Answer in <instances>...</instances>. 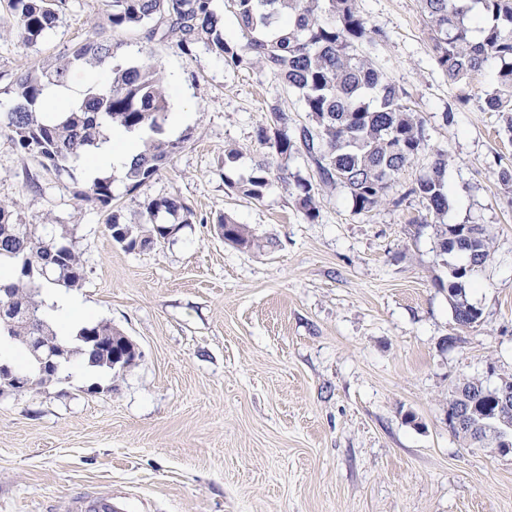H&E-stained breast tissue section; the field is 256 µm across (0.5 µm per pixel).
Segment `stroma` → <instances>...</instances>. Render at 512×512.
Segmentation results:
<instances>
[{
	"label": "stroma",
	"mask_w": 512,
	"mask_h": 512,
	"mask_svg": "<svg viewBox=\"0 0 512 512\" xmlns=\"http://www.w3.org/2000/svg\"><path fill=\"white\" fill-rule=\"evenodd\" d=\"M383 42L363 45L401 88L426 140L386 200L356 212L347 189L320 183L294 155L262 200L238 178L264 148L259 125L279 106L306 124L298 94L266 71L233 72L177 35L121 34L119 59L147 49L193 114L188 140L149 183L114 182L112 207L81 205L82 171L46 170L0 131V200L72 245L84 263L77 293L91 321L139 347L119 377L61 369L51 385L0 394V512H58L62 500L111 495L125 512H512V455L472 448L448 426L457 382L512 379V131L481 96L498 63L450 81L436 62L420 0H357ZM49 35L30 45L0 0V113L34 60L108 33L103 0H63ZM241 155L225 166L224 153ZM448 166V224H481L491 257L465 283L482 318L460 327L436 254L435 222L410 192L436 154ZM312 185L319 216L295 205ZM178 196L189 224L154 247L126 251L113 213L140 220L144 198ZM231 214L265 241L246 251L217 231ZM456 337L445 349L443 338Z\"/></svg>",
	"instance_id": "stroma-1"
}]
</instances>
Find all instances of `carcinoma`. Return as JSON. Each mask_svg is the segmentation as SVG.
Masks as SVG:
<instances>
[{
	"mask_svg": "<svg viewBox=\"0 0 512 512\" xmlns=\"http://www.w3.org/2000/svg\"><path fill=\"white\" fill-rule=\"evenodd\" d=\"M433 33L439 67L453 81L467 80L496 59L501 62L497 87L486 95L488 110L500 114L512 131V0H420ZM10 18L23 41L34 45L53 30L58 20L57 0H8ZM241 28L242 41L224 38L215 0H106V15L112 32L146 30V38L178 36L177 48L192 54L201 44L224 58L232 70L258 65L284 87L299 94L309 124L293 130L288 116L271 107V123L258 129L259 142L268 149L235 181H227L232 191L260 200L282 170L281 162L304 153L315 166L324 185H341L351 196L358 212L380 206L399 172L415 157L425 141L422 121L404 100V94L390 82L383 70L360 47L385 38L368 28L357 8V0H230ZM123 43L87 38L72 46L55 65L30 63L6 89L15 101L13 109L0 118V129L9 132L20 150L37 156L43 167L66 170L83 164L109 131L147 130L150 138L131 168L123 174L130 191L150 182L178 153L187 140L171 139L165 124L170 96L163 71L143 54L125 65L111 66L108 82H92L74 105L44 99L50 86H63L74 65H101L116 56ZM447 159L437 154L428 171L409 190L426 203L434 218L448 211L445 190ZM84 204L108 207L115 200L110 177H97L77 192ZM295 204L306 219L313 221L318 210L311 187L299 185ZM191 211L177 197L146 199L143 220L126 224L112 214L107 224L112 240L127 251L143 249L165 240L180 229L164 222V216ZM9 205L0 202V264H9L13 277L0 282V331L20 336L18 344L41 336L61 351L57 368L34 375L33 391L50 384L59 368L76 355L88 356L89 366L113 374L131 366L138 353L127 336L108 322H89L70 340L61 338L43 318L37 297L46 284L68 289L83 282L79 254L49 235L21 236ZM224 240L242 250L261 248L260 240L245 224L230 215L218 220ZM492 239L481 224H441L437 229L436 252L459 264H448L454 279L448 298L455 321L462 327L480 322L482 313L463 299L461 280L483 266L491 256ZM112 337V344L129 349L126 359L115 361L100 351L91 335ZM466 404L473 408L471 426L452 428L455 435L475 448H503V425H494L495 407L483 391L479 379L457 384L448 400V409Z\"/></svg>",
	"mask_w": 512,
	"mask_h": 512,
	"instance_id": "cac0c4a2",
	"label": "carcinoma"
}]
</instances>
